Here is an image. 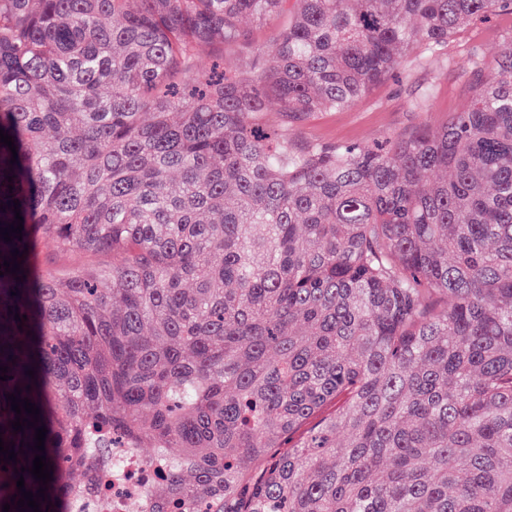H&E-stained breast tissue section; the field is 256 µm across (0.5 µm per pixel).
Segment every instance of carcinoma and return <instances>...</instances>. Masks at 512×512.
<instances>
[{"mask_svg": "<svg viewBox=\"0 0 512 512\" xmlns=\"http://www.w3.org/2000/svg\"><path fill=\"white\" fill-rule=\"evenodd\" d=\"M500 13L0 0V512L37 427L40 512L115 444L165 457L154 512H512V32L439 122L302 135Z\"/></svg>", "mask_w": 512, "mask_h": 512, "instance_id": "carcinoma-1", "label": "carcinoma"}]
</instances>
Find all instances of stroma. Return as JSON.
Segmentation results:
<instances>
[{"label":"stroma","instance_id":"stroma-1","mask_svg":"<svg viewBox=\"0 0 512 512\" xmlns=\"http://www.w3.org/2000/svg\"><path fill=\"white\" fill-rule=\"evenodd\" d=\"M512 30V15L472 26L461 32L449 47L447 69L417 68L411 82L388 81L368 98L349 110L318 114L304 133L325 141L367 142L387 132L414 125L418 117L408 107L412 93L430 88L433 116L463 109L468 101L467 78L463 70L470 56L492 66L501 45V36Z\"/></svg>","mask_w":512,"mask_h":512}]
</instances>
